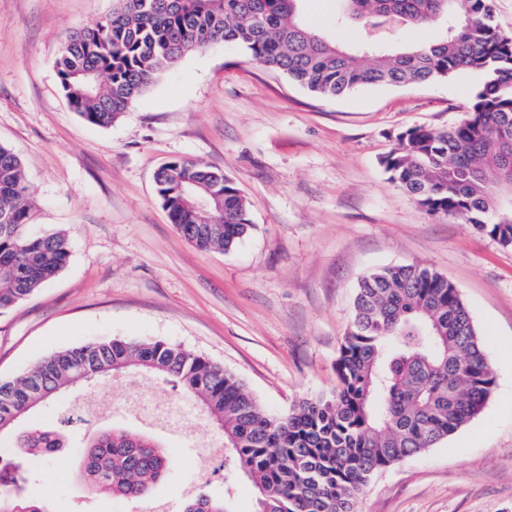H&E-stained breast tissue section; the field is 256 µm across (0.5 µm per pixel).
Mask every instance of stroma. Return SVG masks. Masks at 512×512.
I'll return each instance as SVG.
<instances>
[{"mask_svg":"<svg viewBox=\"0 0 512 512\" xmlns=\"http://www.w3.org/2000/svg\"><path fill=\"white\" fill-rule=\"evenodd\" d=\"M115 0H0V145L21 160L30 230L66 233L70 261L48 285L0 312V378L55 351L102 338L163 340L224 365L269 412L330 393L360 276L420 264L456 286L495 385L483 411L444 442L375 473L355 512H512V248L471 225L430 215L388 178L381 158L397 134L464 120L476 73L437 82L365 86L321 98L217 45L159 76L111 127L86 123L61 90L55 61L68 35ZM307 24L342 44L365 41L334 24L337 0H305ZM199 159L234 179L253 230L234 249L203 251L171 224L155 173ZM171 385L117 375L71 396L98 426L155 435L175 449L153 492L177 512L183 495L254 512L252 483L224 464L205 415L181 433L124 404ZM118 412L103 413L105 402ZM211 465L193 468L196 453ZM77 442L30 461V495L51 512H148L72 477Z\"/></svg>","mask_w":512,"mask_h":512,"instance_id":"1","label":"stroma"}]
</instances>
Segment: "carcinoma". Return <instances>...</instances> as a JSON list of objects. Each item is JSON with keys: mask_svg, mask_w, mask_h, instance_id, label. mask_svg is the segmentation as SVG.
Wrapping results in <instances>:
<instances>
[{"mask_svg": "<svg viewBox=\"0 0 512 512\" xmlns=\"http://www.w3.org/2000/svg\"><path fill=\"white\" fill-rule=\"evenodd\" d=\"M304 0H117L112 14L76 29L55 61L72 111L108 127L159 75L217 44L327 97L366 85H407L477 72L468 117L446 130L410 129L382 159L398 188L432 215L472 225L512 247V36L499 31L493 0H339L335 23H357L368 40L343 46L309 28ZM441 33L402 45L408 28ZM170 222L203 250L228 251L253 228L237 183L204 162L175 158L155 175ZM22 164L0 145V311L62 271V233L33 236ZM143 374L180 388L208 413L227 461L250 478L255 512H354L372 474L422 453L478 416L494 386L479 333L457 288L433 269L387 266L363 275L336 360L337 385L282 414L266 412L224 367L161 340L106 338L56 351L23 376L0 380V512H49L28 495L31 458L69 443L70 419L16 432L70 387ZM173 464L156 438L120 427L83 435L79 481L137 502ZM182 512H232L198 495Z\"/></svg>", "mask_w": 512, "mask_h": 512, "instance_id": "obj_1", "label": "carcinoma"}]
</instances>
